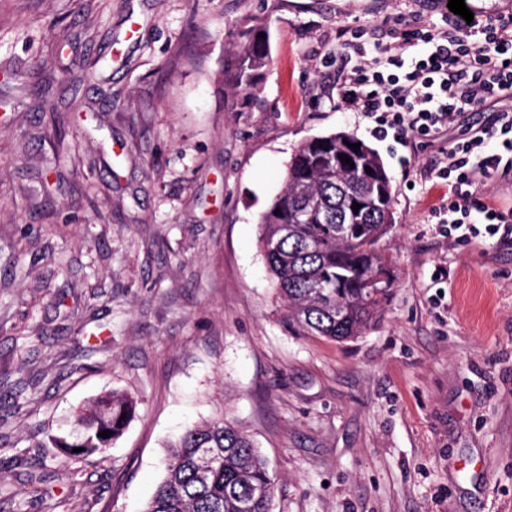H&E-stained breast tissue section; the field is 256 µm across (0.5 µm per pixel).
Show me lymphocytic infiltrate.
Returning a JSON list of instances; mask_svg holds the SVG:
<instances>
[{
    "label": "lymphocytic infiltrate",
    "instance_id": "1",
    "mask_svg": "<svg viewBox=\"0 0 512 512\" xmlns=\"http://www.w3.org/2000/svg\"><path fill=\"white\" fill-rule=\"evenodd\" d=\"M403 43L417 41L413 56L378 54L353 68L338 91L344 102L374 117L375 135L406 140L429 136L455 122L462 112L501 100L492 123L452 142L436 178L447 181L454 198L438 209L450 230L469 240L480 234L512 239V207L474 200L477 188L495 172L512 170V14L470 24L396 31ZM496 150H487L488 141Z\"/></svg>",
    "mask_w": 512,
    "mask_h": 512
}]
</instances>
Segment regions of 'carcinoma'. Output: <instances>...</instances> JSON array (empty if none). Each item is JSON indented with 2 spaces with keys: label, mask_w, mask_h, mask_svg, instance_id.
<instances>
[{
  "label": "carcinoma",
  "mask_w": 512,
  "mask_h": 512,
  "mask_svg": "<svg viewBox=\"0 0 512 512\" xmlns=\"http://www.w3.org/2000/svg\"><path fill=\"white\" fill-rule=\"evenodd\" d=\"M243 36L236 83L248 90L254 72L270 62L269 45L251 30ZM340 154L353 165L336 163ZM394 197L381 157L352 133L315 136L292 154L283 191L260 216L259 242L294 332L343 342L376 322L396 282L380 247ZM377 274L384 280L374 281ZM136 409L128 393L107 392L76 412L70 437L49 442L74 462L103 458ZM105 430L111 435L99 436ZM168 448L165 475L143 512H271L275 485L267 460L233 422L221 417L193 425Z\"/></svg>",
  "instance_id": "1"
}]
</instances>
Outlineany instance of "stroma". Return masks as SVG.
Segmentation results:
<instances>
[{"label":"stroma","mask_w":512,"mask_h":512,"mask_svg":"<svg viewBox=\"0 0 512 512\" xmlns=\"http://www.w3.org/2000/svg\"><path fill=\"white\" fill-rule=\"evenodd\" d=\"M400 16L441 19L432 0H0V512H141L166 442L219 414L266 457L272 512H512V242L449 236L430 175L493 112L402 144L336 85ZM256 26L270 62L246 98L229 81ZM341 131L393 180L398 281L334 342L285 324L258 219L295 149ZM111 390L137 401L123 435L37 496L66 462L48 435Z\"/></svg>","instance_id":"1"}]
</instances>
